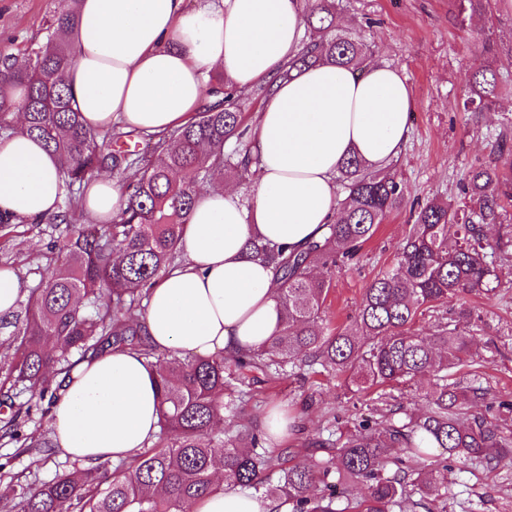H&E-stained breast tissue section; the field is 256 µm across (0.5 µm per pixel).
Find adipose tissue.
Instances as JSON below:
<instances>
[{
	"label": "adipose tissue",
	"instance_id": "1",
	"mask_svg": "<svg viewBox=\"0 0 512 512\" xmlns=\"http://www.w3.org/2000/svg\"><path fill=\"white\" fill-rule=\"evenodd\" d=\"M304 0H80L68 34L77 51L64 80L87 128L121 124L162 134L210 102L207 76L232 91L264 86L253 125L259 156L251 201L232 187L196 190L180 244L184 260L157 281L141 318L160 355L208 358L262 348L282 313L272 265L246 254L258 238L297 250L319 238L338 213L336 175L358 156L381 168L412 133L413 91L395 67L357 70L318 64L283 78L302 48ZM63 162L19 132L0 140V214L34 220L57 213ZM126 204L117 182L90 179L84 207L97 223ZM52 439L61 456L128 461L150 447L161 410L154 366L115 348L77 361L61 376ZM190 512H289L221 484Z\"/></svg>",
	"mask_w": 512,
	"mask_h": 512
}]
</instances>
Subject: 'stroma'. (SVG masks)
Masks as SVG:
<instances>
[{
  "instance_id": "obj_1",
  "label": "stroma",
  "mask_w": 512,
  "mask_h": 512,
  "mask_svg": "<svg viewBox=\"0 0 512 512\" xmlns=\"http://www.w3.org/2000/svg\"><path fill=\"white\" fill-rule=\"evenodd\" d=\"M58 10L59 0H0V48L24 53ZM339 20L344 32L370 45L374 59L407 77L414 118L408 143L392 161L404 183L406 205L380 224L359 262L337 273L325 305L327 320L336 325L351 322L364 289L393 265L410 223V203L432 197L461 202L460 187L470 168L491 161L499 139L512 143V8L501 0H491L487 12L474 16L458 15L454 0H341ZM488 37L499 47L495 66L506 88L490 110L472 114L463 111L462 102L470 72L485 61L479 48ZM49 247L44 225L23 223L17 236L0 239V264L13 267L24 286H31ZM497 262L503 276L496 290L460 293L417 326L430 332L453 320L460 308L473 311L479 359L451 378L464 387H487L488 396L475 405V413L512 430V417L500 415L498 408L499 402L512 401V252L498 255ZM274 404L287 406L297 421L298 433L288 445L301 459L329 433H340L363 416L381 418L387 409L376 390L352 394L342 377L298 370L256 384L253 399L225 426H257ZM72 464L52 450L34 455L23 443L0 442V496L9 484L36 487ZM448 512H512V448L495 467L455 465L448 475Z\"/></svg>"
}]
</instances>
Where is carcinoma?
Returning a JSON list of instances; mask_svg holds the SVG:
<instances>
[{"instance_id": "cac0c4a2", "label": "carcinoma", "mask_w": 512, "mask_h": 512, "mask_svg": "<svg viewBox=\"0 0 512 512\" xmlns=\"http://www.w3.org/2000/svg\"><path fill=\"white\" fill-rule=\"evenodd\" d=\"M53 16L43 42L23 55L0 49V137L17 131L11 106L20 95L22 131L63 160L66 196L61 211L46 218L60 230L55 266L48 279L28 288L15 314L10 345L14 359L0 373V405L9 411L0 438H19L18 418L37 410L47 417L57 398L54 378L71 357L112 347L155 359L161 403L158 441L136 453L131 471L105 464L73 467L38 488H10V512H187V506L216 489L213 468L240 487L265 486L272 502L292 512H434L447 510L448 461H500L498 448L512 446L506 434L468 409L487 389L461 390L448 370L474 361L467 325L472 314L458 311L453 328L432 333L414 329L420 316L463 291L493 290L499 268L483 228L501 224L512 202V180L499 161L469 173V202L454 208L433 198L419 208L391 269L365 289L355 326L332 327L322 318L336 267L353 259L390 213L404 201L397 177L353 156L338 169L339 219L305 249L288 251L253 239L249 252L273 265L282 311L278 333L261 349L230 356L183 360L158 356L146 345L143 300L155 280L179 258V245L198 184L246 180L258 157L246 140L249 106L225 93L187 124L151 137L131 150L114 128L93 132L74 109L63 72L74 63L66 40L78 22V2ZM335 0H310L307 39L291 67L317 63L360 69L370 55L364 41L338 29ZM502 78L493 61L475 70L463 102L468 112L495 104ZM101 169L126 181V207L108 224H85L84 183ZM320 365L348 376L351 392L397 383L410 387L420 376L431 381L429 408L416 413L402 404L389 408L385 423L368 416L333 443L327 455H312L268 483L273 456L259 448L255 429L224 434V411L250 395L256 373L286 366ZM394 448L417 463L412 469ZM448 454L432 459V449ZM365 486L361 498L350 487Z\"/></svg>"}]
</instances>
